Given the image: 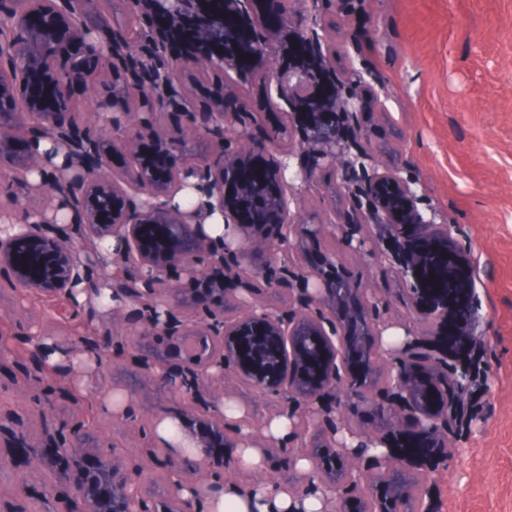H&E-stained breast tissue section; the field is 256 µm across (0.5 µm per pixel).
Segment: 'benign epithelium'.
Masks as SVG:
<instances>
[{
  "label": "benign epithelium",
  "mask_w": 512,
  "mask_h": 512,
  "mask_svg": "<svg viewBox=\"0 0 512 512\" xmlns=\"http://www.w3.org/2000/svg\"><path fill=\"white\" fill-rule=\"evenodd\" d=\"M125 4L141 40L103 0H0V286L92 329L30 313L17 394L48 348L71 359L26 416L0 414V471L25 467L0 512H27L32 482L48 512H209L229 484L318 493L320 512H436L430 469L471 385L474 260L360 121L400 138L380 94L352 65L336 75L317 0ZM213 73L223 86L199 107ZM248 82L275 89L270 133L242 111ZM174 114L175 138L160 120ZM77 385L113 398L101 430L49 426ZM147 388L180 410L139 409ZM168 417L179 450L155 432ZM138 420L151 430L112 447Z\"/></svg>",
  "instance_id": "1"
}]
</instances>
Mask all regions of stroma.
Here are the masks:
<instances>
[{"label": "stroma", "mask_w": 512, "mask_h": 512, "mask_svg": "<svg viewBox=\"0 0 512 512\" xmlns=\"http://www.w3.org/2000/svg\"><path fill=\"white\" fill-rule=\"evenodd\" d=\"M323 14L345 46L337 69L355 59L386 97L405 175L422 179L474 255L470 417L431 475L437 512H512V0H333ZM31 309L68 315L0 290L4 414L28 410L15 382Z\"/></svg>", "instance_id": "stroma-1"}]
</instances>
